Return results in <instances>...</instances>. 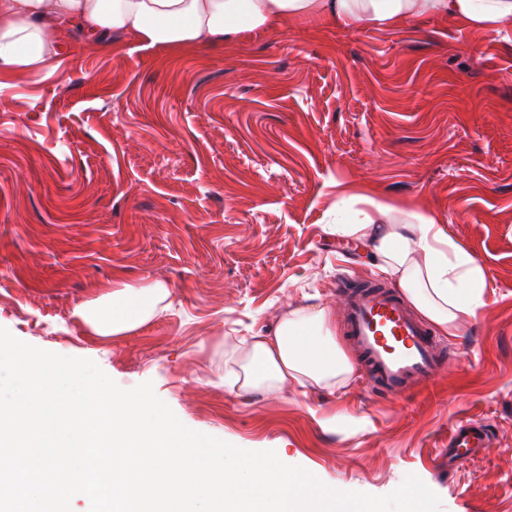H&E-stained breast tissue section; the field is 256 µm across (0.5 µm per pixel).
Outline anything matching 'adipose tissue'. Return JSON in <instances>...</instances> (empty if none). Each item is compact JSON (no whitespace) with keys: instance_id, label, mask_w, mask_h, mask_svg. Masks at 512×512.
<instances>
[{"instance_id":"adipose-tissue-1","label":"adipose tissue","mask_w":512,"mask_h":512,"mask_svg":"<svg viewBox=\"0 0 512 512\" xmlns=\"http://www.w3.org/2000/svg\"><path fill=\"white\" fill-rule=\"evenodd\" d=\"M437 17L512 34V0H0V71L38 77L52 70L53 33L70 24L92 38L112 33L179 49L213 47L248 31L305 20L380 30ZM329 222L337 235L370 243L378 270L393 277L416 310L445 334L459 335L485 306L483 267L433 213L347 190L338 195ZM170 295L161 281L117 285L78 306L76 314L96 335H119L165 311ZM353 373L336 344L330 311L320 304L283 312L273 332L224 347V387L231 393L270 397L291 382L340 388Z\"/></svg>"}]
</instances>
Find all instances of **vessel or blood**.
Wrapping results in <instances>:
<instances>
[{"label":"vessel or blood","mask_w":512,"mask_h":512,"mask_svg":"<svg viewBox=\"0 0 512 512\" xmlns=\"http://www.w3.org/2000/svg\"><path fill=\"white\" fill-rule=\"evenodd\" d=\"M344 334L364 364L373 390L401 395L433 379L442 369L447 348L415 318L403 300L379 283H340ZM493 435L485 423L457 424L448 436V460L489 447Z\"/></svg>","instance_id":"obj_1"}]
</instances>
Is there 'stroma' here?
<instances>
[{
    "instance_id": "obj_1",
    "label": "stroma",
    "mask_w": 512,
    "mask_h": 512,
    "mask_svg": "<svg viewBox=\"0 0 512 512\" xmlns=\"http://www.w3.org/2000/svg\"><path fill=\"white\" fill-rule=\"evenodd\" d=\"M46 78L0 73V328L152 382L195 431L272 450L327 485L386 496L414 475L439 512H512V42L440 18L385 31L304 21L209 49L161 50L76 27ZM415 203L485 269L488 300L448 363L380 401L340 389L224 390V339L378 278L327 223L339 188ZM164 281L171 306L117 336L75 308ZM326 415L336 425L322 424ZM495 444L448 468V435Z\"/></svg>"
}]
</instances>
